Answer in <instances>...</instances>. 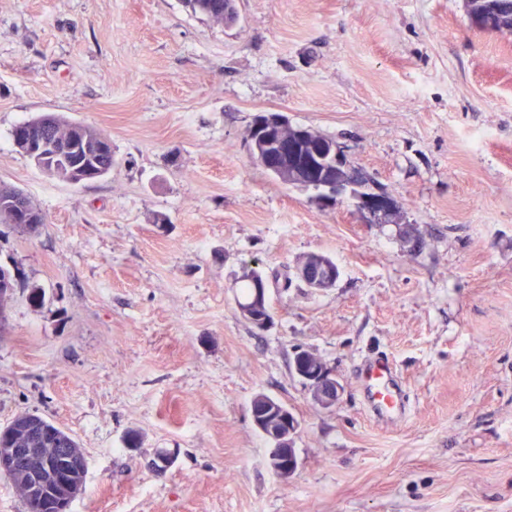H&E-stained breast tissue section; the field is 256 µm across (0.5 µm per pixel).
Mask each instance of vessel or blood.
Segmentation results:
<instances>
[{"mask_svg": "<svg viewBox=\"0 0 512 512\" xmlns=\"http://www.w3.org/2000/svg\"><path fill=\"white\" fill-rule=\"evenodd\" d=\"M358 378L367 406L375 416L386 419L406 416L405 395L389 360L379 358L362 364Z\"/></svg>", "mask_w": 512, "mask_h": 512, "instance_id": "obj_1", "label": "vessel or blood"}]
</instances>
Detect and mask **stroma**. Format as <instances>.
<instances>
[{"label":"stroma","mask_w":512,"mask_h":512,"mask_svg":"<svg viewBox=\"0 0 512 512\" xmlns=\"http://www.w3.org/2000/svg\"><path fill=\"white\" fill-rule=\"evenodd\" d=\"M238 10L227 26L181 0H0V185L45 216L33 235L0 223L18 272L0 426L35 412L74 436L87 475L70 512H512V32L476 26L465 0ZM264 112L333 138L398 223L254 165ZM43 113L103 130L111 172L74 186L20 154L15 126ZM310 251L335 287L271 283L273 324L255 330L241 268ZM301 351L342 385L333 410L294 375ZM379 357L404 418L367 408L356 370ZM259 393L300 422L286 482L251 421Z\"/></svg>","instance_id":"35a3bbf8"}]
</instances>
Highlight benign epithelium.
Wrapping results in <instances>:
<instances>
[{"label":"benign epithelium","instance_id":"obj_1","mask_svg":"<svg viewBox=\"0 0 512 512\" xmlns=\"http://www.w3.org/2000/svg\"><path fill=\"white\" fill-rule=\"evenodd\" d=\"M56 116L45 114L30 125L28 134L20 139L23 152L44 172L50 169L44 160L53 159L65 164L71 171L72 183L81 185L100 178L88 175L83 155L106 151L112 142L105 136L95 141H83L82 150L76 152L73 143L62 139L55 131ZM290 125L288 116L283 113H267L257 119L249 132L250 158L257 161L268 174L281 179L283 172L290 174V184L318 191V199L324 206H334L337 202L349 200L366 224H393L399 206L394 198L380 190L366 191L355 183L343 164L341 147L332 143L320 153L311 156L304 152V141L314 134L309 127L298 126L292 138H282L278 130ZM15 221L21 224H36V211L27 200L20 197L12 208ZM293 278L312 291H326L336 286L340 276L339 268L316 252L297 261L292 269ZM239 312L257 330L264 331L272 324L268 306V289H255L251 304L238 305ZM293 373L308 388L316 406L331 410L342 394V386L335 374L320 358H313L304 352L295 355L292 362ZM250 414L253 426L269 443L268 464L283 482L295 473L299 460L294 448V436L299 421L286 404L268 396L262 403H251ZM32 437L30 448H0V470L14 468L22 459L35 456L49 457L51 449L43 447L45 437L33 428H28ZM84 458L81 448H70L66 456L55 457L46 462L45 470L31 474L33 487L42 491L54 504L67 510L70 503L83 491L80 480H60L56 467L66 466Z\"/></svg>","mask_w":512,"mask_h":512}]
</instances>
